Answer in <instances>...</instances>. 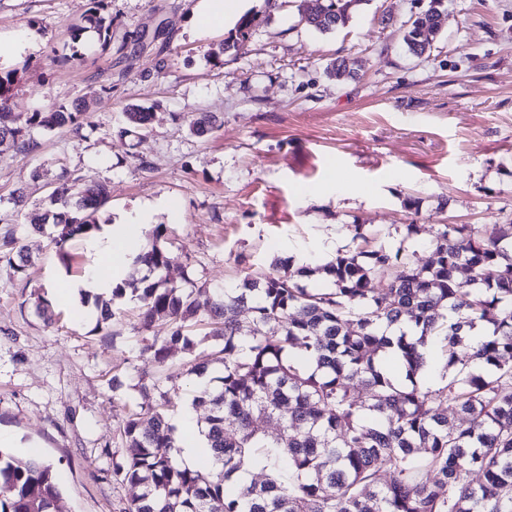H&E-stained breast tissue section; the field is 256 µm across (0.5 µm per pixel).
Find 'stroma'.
<instances>
[{"mask_svg":"<svg viewBox=\"0 0 512 512\" xmlns=\"http://www.w3.org/2000/svg\"><path fill=\"white\" fill-rule=\"evenodd\" d=\"M196 2L106 0L105 47L95 33L73 36L90 0H0V38L28 44L0 63L15 73V125L92 104L83 134L38 129L37 148L0 152V237L12 235L28 261L20 273L0 260V430L53 465L58 512H124L137 490L112 472L119 427L155 400L138 391L139 373H161L194 399L187 368L217 346L196 339L159 368L139 353L136 301H114L105 338L95 316L58 301L60 281L96 262L87 239L60 246L35 230L61 169L108 184L100 222L138 220L141 242L160 238L173 254L166 277L183 288L231 291L276 260L292 275L315 268L301 285L328 288L319 267L354 249V224L419 265L438 225L512 226V0H444L441 32L421 57L402 37L429 0H366L328 33L301 23L299 0H246L259 23L242 53L227 47L235 24L197 27ZM338 58L354 78L329 76ZM131 105L151 112V125L122 137ZM183 112L217 124L194 135Z\"/></svg>","mask_w":512,"mask_h":512,"instance_id":"35a3bbf8","label":"stroma"}]
</instances>
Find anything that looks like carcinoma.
<instances>
[{
	"label": "carcinoma",
	"instance_id": "obj_1",
	"mask_svg": "<svg viewBox=\"0 0 512 512\" xmlns=\"http://www.w3.org/2000/svg\"><path fill=\"white\" fill-rule=\"evenodd\" d=\"M86 26L103 43L112 24L90 0ZM366 0H325L323 13L301 18L321 33L346 26ZM437 0L403 32L410 54L420 56L440 31ZM254 16L244 17L235 40L246 45ZM12 71H0V145L37 147L34 130L92 126L87 107L35 112L26 129L8 120ZM189 129H214L212 115H186ZM128 132L145 131L151 113L125 112ZM103 184L80 188L64 172L48 210L58 243L99 228L107 204ZM163 231L132 258L124 287L140 302L141 328L168 318L167 335L147 336L140 353L164 366L177 348L193 345L195 291L168 285L171 254L159 245ZM494 224L475 234L465 225L437 229L432 260L414 264L402 249L382 245L340 251L322 271L333 287L309 289L273 270L245 277L242 287L215 291L204 322L206 335L224 341L215 352L223 373L197 399L209 406L205 437L214 468L179 464L169 412L175 398L162 378L138 379L156 403L129 414L120 427L123 456L113 473L140 490L126 512H512V245ZM469 287L460 286L459 274ZM376 280L380 288L369 284ZM249 307L252 325L238 312ZM448 347L434 390L417 382L421 348ZM397 348L404 379L382 368L377 355ZM479 360L482 367L473 366ZM367 398L353 396L354 386ZM280 423L267 436L258 418ZM267 471L257 486L243 480L246 467ZM479 481L469 479L472 472ZM60 491L51 465L0 450V512H56Z\"/></svg>",
	"mask_w": 512,
	"mask_h": 512
}]
</instances>
